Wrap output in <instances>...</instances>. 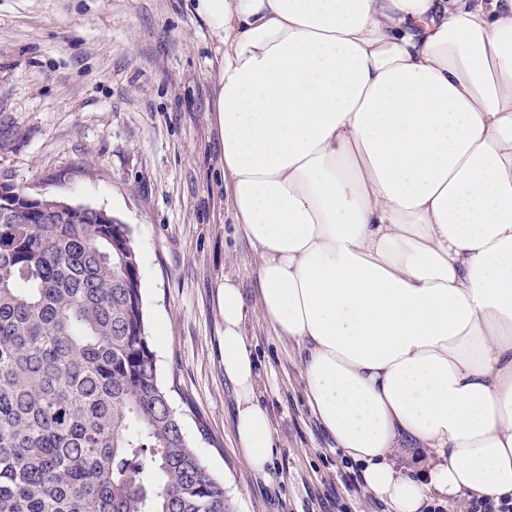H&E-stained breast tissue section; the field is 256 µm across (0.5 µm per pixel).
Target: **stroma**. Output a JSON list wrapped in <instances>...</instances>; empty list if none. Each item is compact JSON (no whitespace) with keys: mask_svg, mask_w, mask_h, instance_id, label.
I'll return each instance as SVG.
<instances>
[{"mask_svg":"<svg viewBox=\"0 0 512 512\" xmlns=\"http://www.w3.org/2000/svg\"><path fill=\"white\" fill-rule=\"evenodd\" d=\"M223 58L196 0H0V172L129 226L160 379L234 512H390L352 485L354 464L307 402L296 343L256 309L255 250L224 199ZM228 278L252 309L244 335L272 421L263 476L238 447L224 378Z\"/></svg>","mask_w":512,"mask_h":512,"instance_id":"35a3bbf8","label":"stroma"}]
</instances>
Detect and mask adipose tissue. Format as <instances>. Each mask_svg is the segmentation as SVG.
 Here are the masks:
<instances>
[{
  "instance_id": "obj_1",
  "label": "adipose tissue",
  "mask_w": 512,
  "mask_h": 512,
  "mask_svg": "<svg viewBox=\"0 0 512 512\" xmlns=\"http://www.w3.org/2000/svg\"><path fill=\"white\" fill-rule=\"evenodd\" d=\"M261 310L309 403L392 512L512 499V0H198ZM224 377L264 473L273 428L239 285ZM428 449L412 476L394 454Z\"/></svg>"
}]
</instances>
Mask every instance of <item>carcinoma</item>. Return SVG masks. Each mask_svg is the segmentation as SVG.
Here are the masks:
<instances>
[{"instance_id": "1", "label": "carcinoma", "mask_w": 512, "mask_h": 512, "mask_svg": "<svg viewBox=\"0 0 512 512\" xmlns=\"http://www.w3.org/2000/svg\"><path fill=\"white\" fill-rule=\"evenodd\" d=\"M0 512H232L159 380L128 225L5 172Z\"/></svg>"}]
</instances>
